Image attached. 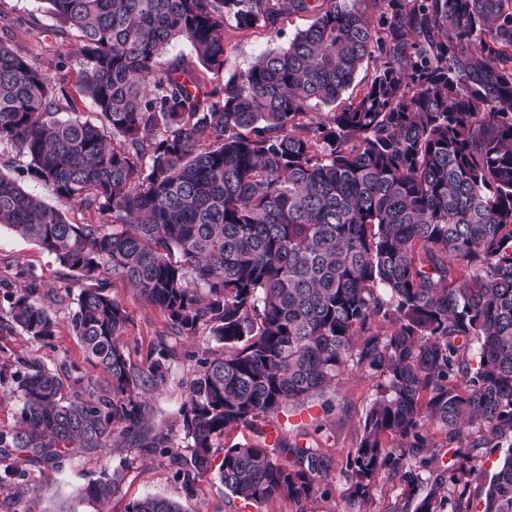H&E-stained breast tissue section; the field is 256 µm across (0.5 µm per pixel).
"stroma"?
Segmentation results:
<instances>
[{
  "label": "stroma",
  "mask_w": 512,
  "mask_h": 512,
  "mask_svg": "<svg viewBox=\"0 0 512 512\" xmlns=\"http://www.w3.org/2000/svg\"><path fill=\"white\" fill-rule=\"evenodd\" d=\"M0 11L13 24L16 48L38 55L49 72L58 60H65L71 77H78L81 60L74 52L75 42L55 38L58 22L48 13L43 0H0ZM314 19L313 12L285 9L271 27L249 31L225 27L227 61L223 75L214 76V83L246 70L261 53L287 45L296 32L307 28ZM91 286L89 280L72 277L53 256L32 242L9 229H1L0 319H6L9 309L5 293L31 288L35 301L50 312L55 328L53 336L44 340L16 331L0 332V346L52 369L66 371L78 366L82 375L106 385L105 374L86 360L71 325L79 294ZM105 288L127 311L129 322L124 340L134 364L147 363L159 342L176 348V358L166 364L165 381L155 387L140 388L135 396L146 406L148 426L167 432L171 446L178 448L182 456H189L191 440L183 429L182 409L189 385L200 369L199 362L205 350L214 345L210 331L203 326L191 337L174 335L166 316L144 302L125 281L108 278ZM379 383L373 372L348 363L336 388L303 403L287 405L256 423L226 428L222 436L214 439L212 451L218 460L225 449L255 444L271 448L279 438L321 448L330 460V469L312 497L301 505L282 497L258 506L244 504L224 488L212 471L200 475L193 493H186L174 479V468L168 459L144 448L137 436L126 432L124 421L118 420L114 423L117 438L110 449L73 448L59 464L35 467L31 491L23 493L5 486L0 491V506L6 508L17 503L25 512H57L67 504L74 506L76 512H97V505L80 501L79 492L99 478L101 472L108 471L119 476L110 512H123L129 502L147 495L175 500L185 512H401L408 497L419 500L425 496L424 483L407 485L400 475L383 469L360 496L346 476L347 461L355 452Z\"/></svg>",
  "instance_id": "obj_1"
}]
</instances>
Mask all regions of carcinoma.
Listing matches in <instances>:
<instances>
[{
    "instance_id": "cac0c4a2",
    "label": "carcinoma",
    "mask_w": 512,
    "mask_h": 512,
    "mask_svg": "<svg viewBox=\"0 0 512 512\" xmlns=\"http://www.w3.org/2000/svg\"><path fill=\"white\" fill-rule=\"evenodd\" d=\"M77 33L79 94L66 62L0 39V144L61 204L121 224H74L0 174V227L30 240L81 279L118 277L159 308L179 336L206 325L216 347L200 361L183 426L185 459L158 431L146 447L169 458L191 491L212 470L214 438L336 384L348 361L384 379L348 477L366 489L382 468L412 484L424 449L466 448L473 459L512 435V0H288L317 11L285 47L212 85L177 59L226 63L224 27L275 24L280 0H45ZM374 75L349 105L321 114L364 63ZM33 289L10 295L7 328L54 333ZM391 324V334L371 322ZM124 306L103 288L81 292L72 327L107 389L20 356L21 408L0 428V484L29 485L32 466L70 448L108 449L113 422L144 426L135 389L165 380L164 342L137 368L121 336ZM78 389L64 395L65 380ZM438 428L441 441L429 432ZM228 448L220 481L246 503L311 497L327 474L319 448L278 441ZM474 468L429 473L413 512H474ZM115 475L79 498L105 506ZM124 512H186L146 496ZM482 512H512V444Z\"/></svg>"
}]
</instances>
